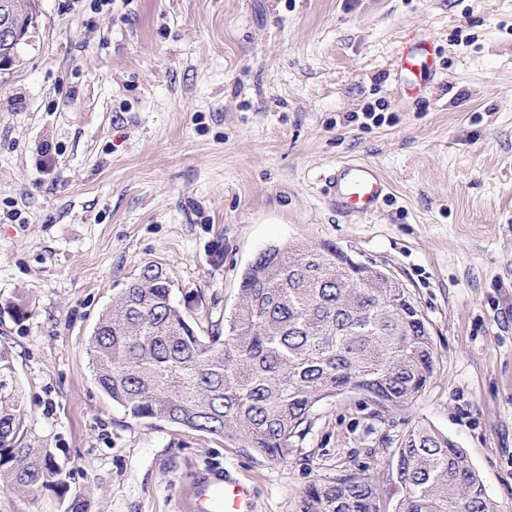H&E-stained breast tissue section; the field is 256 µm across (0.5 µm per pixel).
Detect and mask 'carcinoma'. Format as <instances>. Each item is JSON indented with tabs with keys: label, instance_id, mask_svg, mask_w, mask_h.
Masks as SVG:
<instances>
[{
	"label": "carcinoma",
	"instance_id": "cac0c4a2",
	"mask_svg": "<svg viewBox=\"0 0 512 512\" xmlns=\"http://www.w3.org/2000/svg\"><path fill=\"white\" fill-rule=\"evenodd\" d=\"M28 32L34 0H0ZM334 244L261 251L243 271L240 301L224 334L199 336L174 302L171 282L145 266L100 317L90 341L96 383L135 420L165 421L238 439L285 459L312 409L360 391L388 409L428 383L435 351L403 288L361 278ZM394 512H500L466 451L426 423L401 441ZM62 485L31 428L8 352L0 349V486L34 493ZM298 512H381L367 477L312 484Z\"/></svg>",
	"mask_w": 512,
	"mask_h": 512
}]
</instances>
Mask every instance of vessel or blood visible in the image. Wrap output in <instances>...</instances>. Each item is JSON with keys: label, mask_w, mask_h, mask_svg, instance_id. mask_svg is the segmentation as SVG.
I'll return each instance as SVG.
<instances>
[{"label": "vessel or blood", "mask_w": 512, "mask_h": 512, "mask_svg": "<svg viewBox=\"0 0 512 512\" xmlns=\"http://www.w3.org/2000/svg\"><path fill=\"white\" fill-rule=\"evenodd\" d=\"M405 69L417 67L419 59H433L430 42L422 40L401 48ZM336 202L345 211L360 215L375 213L389 194L390 186L376 168L363 163L338 165L328 178ZM188 512H255L251 489L225 473L197 482L187 503Z\"/></svg>", "instance_id": "1"}]
</instances>
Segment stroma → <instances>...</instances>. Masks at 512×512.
<instances>
[{
	"mask_svg": "<svg viewBox=\"0 0 512 512\" xmlns=\"http://www.w3.org/2000/svg\"><path fill=\"white\" fill-rule=\"evenodd\" d=\"M20 61L0 70V349L62 487L0 492V512H186L221 470L256 512L306 488L372 478L428 423L464 448L512 512V0H37ZM432 34L431 71L397 50ZM375 107L381 123L357 116ZM391 194L337 209V165ZM333 243L404 286L433 375L405 407L349 391L318 404L274 461L241 441L137 421L97 386L89 340L149 264L223 329L241 275L274 244Z\"/></svg>",
	"mask_w": 512,
	"mask_h": 512,
	"instance_id": "35a3bbf8",
	"label": "stroma"
}]
</instances>
